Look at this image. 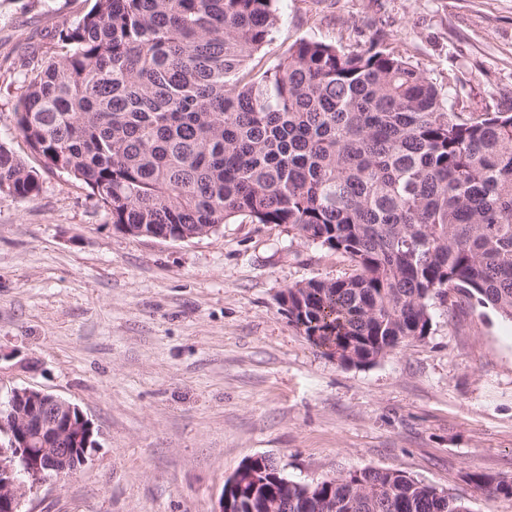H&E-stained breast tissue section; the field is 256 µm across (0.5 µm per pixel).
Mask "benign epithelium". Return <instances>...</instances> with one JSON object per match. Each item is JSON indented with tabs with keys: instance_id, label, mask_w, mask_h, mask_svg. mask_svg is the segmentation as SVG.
<instances>
[{
	"instance_id": "benign-epithelium-1",
	"label": "benign epithelium",
	"mask_w": 512,
	"mask_h": 512,
	"mask_svg": "<svg viewBox=\"0 0 512 512\" xmlns=\"http://www.w3.org/2000/svg\"><path fill=\"white\" fill-rule=\"evenodd\" d=\"M0 414V512H21L28 481L70 476L96 444L93 424L75 404L30 387H15ZM260 472L241 466L228 486L245 488Z\"/></svg>"
}]
</instances>
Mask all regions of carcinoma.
I'll return each mask as SVG.
<instances>
[{"label": "carcinoma", "instance_id": "obj_1", "mask_svg": "<svg viewBox=\"0 0 512 512\" xmlns=\"http://www.w3.org/2000/svg\"><path fill=\"white\" fill-rule=\"evenodd\" d=\"M275 0H94L25 80L18 130L112 224L193 239L234 220L286 224L351 263L288 289V319L347 367L427 335L430 301L473 297L512 320V115L465 117L410 60L302 39L248 62ZM0 143V193L39 194ZM232 512H472L401 470L305 485L270 459ZM475 485L512 497V481Z\"/></svg>", "mask_w": 512, "mask_h": 512}]
</instances>
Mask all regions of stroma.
I'll return each mask as SVG.
<instances>
[{
  "mask_svg": "<svg viewBox=\"0 0 512 512\" xmlns=\"http://www.w3.org/2000/svg\"><path fill=\"white\" fill-rule=\"evenodd\" d=\"M89 0H0V142L41 183L0 193V390L77 405L97 447L23 512H216L247 459L314 484L401 470L468 501L476 473L512 480V322L476 299H433L431 326L375 364L345 367L289 322L282 292L348 260L284 224L233 221L185 241L133 236L79 181L45 167L15 105L52 34ZM274 67L302 39L345 49L385 35L451 95L455 111L512 114V0H277Z\"/></svg>",
  "mask_w": 512,
  "mask_h": 512,
  "instance_id": "stroma-1",
  "label": "stroma"
}]
</instances>
